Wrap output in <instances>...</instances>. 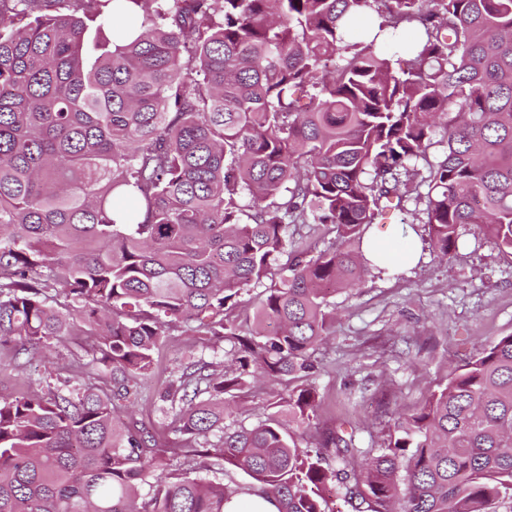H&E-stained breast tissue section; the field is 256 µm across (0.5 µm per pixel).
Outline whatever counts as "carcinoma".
I'll return each mask as SVG.
<instances>
[{
  "instance_id": "1",
  "label": "carcinoma",
  "mask_w": 512,
  "mask_h": 512,
  "mask_svg": "<svg viewBox=\"0 0 512 512\" xmlns=\"http://www.w3.org/2000/svg\"><path fill=\"white\" fill-rule=\"evenodd\" d=\"M410 199L437 256L467 224L512 254V0H0V345L89 336L102 366L0 393V512H224L203 456L278 512H330L336 481L355 512H512V334L379 448L282 421L317 419L326 288L360 286L366 229ZM175 330L235 368L172 380L170 452L122 410ZM256 372L296 386L226 428ZM270 281H265L263 284L250 288L247 293L242 295V305L235 311V315L238 316V320L245 322L246 319L252 320L254 306L263 297L265 288L269 287ZM220 464V465H218ZM196 473L194 475L204 479L223 478L224 483L228 485H250L255 483L248 476L236 471L232 467L225 465L222 461H217L215 458L199 459L197 464ZM223 468V470H221Z\"/></svg>"
}]
</instances>
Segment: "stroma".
<instances>
[{
    "mask_svg": "<svg viewBox=\"0 0 512 512\" xmlns=\"http://www.w3.org/2000/svg\"><path fill=\"white\" fill-rule=\"evenodd\" d=\"M422 203L407 201L392 212L384 229L391 240L401 234L420 244L415 265L391 273L368 269L360 288L328 296L336 322L331 339L317 353L315 379L321 404L317 428L342 424L358 448H376L394 420L411 415L429 395L444 388L450 373L483 347L512 334V255L500 251L474 225L460 230L452 258L442 259L427 242ZM82 337H68L50 356L34 355L13 367V350L0 347V390L30 393L45 389L47 364L68 366L88 380L92 370L81 350ZM224 360L221 347L178 332L155 350V370L141 379L129 410L154 431L161 445L178 439L160 393L190 359ZM281 385L257 382L237 400L226 426L251 425L255 406L277 401Z\"/></svg>",
    "mask_w": 512,
    "mask_h": 512,
    "instance_id": "stroma-1",
    "label": "stroma"
}]
</instances>
